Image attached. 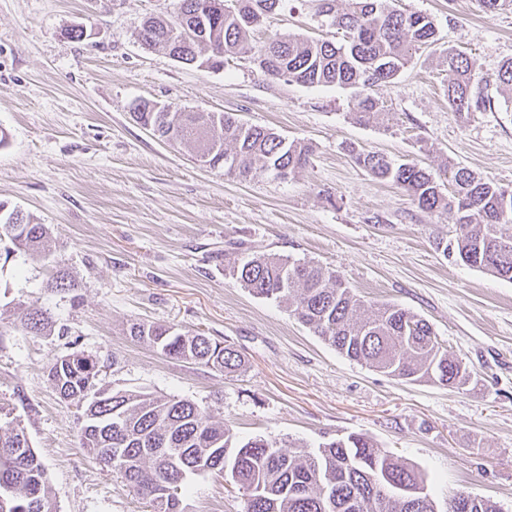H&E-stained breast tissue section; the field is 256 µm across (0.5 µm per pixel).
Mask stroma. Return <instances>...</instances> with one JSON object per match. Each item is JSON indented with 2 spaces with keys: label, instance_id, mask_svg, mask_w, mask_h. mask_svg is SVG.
I'll use <instances>...</instances> for the list:
<instances>
[{
  "label": "stroma",
  "instance_id": "stroma-1",
  "mask_svg": "<svg viewBox=\"0 0 512 512\" xmlns=\"http://www.w3.org/2000/svg\"><path fill=\"white\" fill-rule=\"evenodd\" d=\"M430 16L438 42L375 87L389 121L356 122L352 90L266 77L251 57L221 69L144 48V19L170 18L175 0H0V203L50 225L52 253L0 256V401L14 406L53 489L55 512H146L121 476L79 445V413L47 377L56 357L83 351L103 385L211 406L240 438L279 445L351 434L422 469L439 512L459 491L512 512V281L446 252L448 213L418 208L356 166L352 151L414 160L440 184L466 168L512 188V97L497 81L512 59V11L478 0H399ZM87 35L65 38V29ZM333 39L316 0H282L252 34ZM474 56L491 109L457 112L444 94L447 50ZM147 99L196 112H232L313 148L285 178L225 177L138 124ZM281 254L339 271L367 300H387L432 324L473 373L461 389L408 383L342 357L224 274L227 265ZM76 281L59 293L56 269ZM51 333L23 330L31 301ZM200 330L233 345L244 366L227 377L132 339L130 324ZM223 478L186 481L185 512H242Z\"/></svg>",
  "mask_w": 512,
  "mask_h": 512
}]
</instances>
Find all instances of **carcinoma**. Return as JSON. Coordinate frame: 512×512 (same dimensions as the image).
Here are the masks:
<instances>
[{"label": "carcinoma", "instance_id": "cac0c4a2", "mask_svg": "<svg viewBox=\"0 0 512 512\" xmlns=\"http://www.w3.org/2000/svg\"><path fill=\"white\" fill-rule=\"evenodd\" d=\"M210 0H177L170 20L146 19L139 39L149 49L175 53L191 65L202 50L211 51V67L250 53L266 76L307 86L336 84L358 97L355 118L369 123L381 115L372 87L393 80L413 54L438 41L434 20L406 13L393 0H352L346 12L336 0H319L321 12L343 31L340 41L277 35L263 46L251 44L252 30L280 0H229L219 12ZM200 28V41H180L181 25ZM448 105L457 112L481 111L491 100L475 90L474 58L454 50L446 54ZM144 111L133 113L143 127L176 143L193 145L208 157V167L246 181L263 174L281 177L304 168L312 147L288 141L273 130L241 122L228 112ZM355 164L373 177L392 181L419 208L455 216L450 246L466 265L512 281V190L465 169L451 170V189L443 193L432 174L414 161L394 164L378 153H354ZM48 225L36 224L20 210L0 204V242L6 253L50 252ZM229 276L257 298L287 305L289 315L351 361L408 382L430 380L460 389L472 372L437 340L424 318L391 302L368 303L350 288L339 271L289 256L251 257L229 268ZM21 325L40 335L53 321L38 302L26 306ZM129 335L171 359L198 364L226 376L239 372L244 360L233 346L200 331L170 324L136 322ZM99 361L83 352L54 360L48 378L61 398L83 408L80 447L100 458L112 448V471L126 486L152 504L166 501L165 512H184L181 495L191 474L217 472L247 490L244 512H438L434 495H410L407 488L428 487L426 474L371 440L350 434L311 449L295 444L286 450L264 438L240 440L210 407L152 393L96 388ZM51 485L27 435L23 421L0 402V512H53ZM447 512H499L490 501L465 492L448 500Z\"/></svg>", "mask_w": 512, "mask_h": 512}]
</instances>
